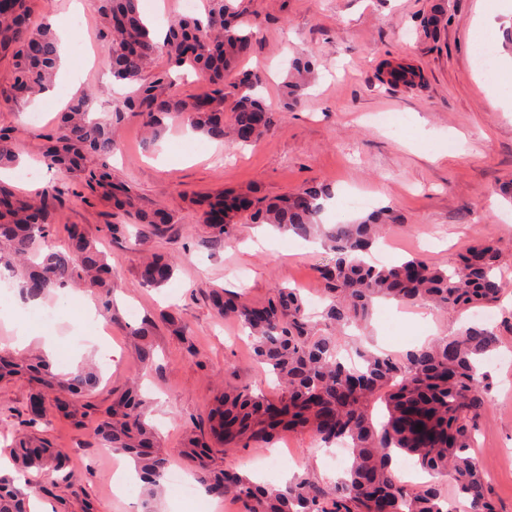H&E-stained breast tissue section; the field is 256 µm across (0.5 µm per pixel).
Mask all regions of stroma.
<instances>
[{
    "instance_id": "obj_1",
    "label": "stroma",
    "mask_w": 512,
    "mask_h": 512,
    "mask_svg": "<svg viewBox=\"0 0 512 512\" xmlns=\"http://www.w3.org/2000/svg\"><path fill=\"white\" fill-rule=\"evenodd\" d=\"M82 3L83 13L72 20L83 34L71 50L79 87L53 82L52 94L0 112V128L13 130L22 170L39 173L32 180L14 177L15 191L26 196L35 188L58 198L49 246L64 249L76 224L106 252L116 273L112 299L120 321L77 325L61 313L49 325L33 319L34 307H56L57 298L29 304L18 290L22 270L4 251L0 272L9 275L14 292L12 316L0 320V351L27 359L48 342L59 372L96 364L99 384L87 415L76 421L51 405L39 427L48 443L67 449L77 477L76 489L60 486L54 494L64 499L68 512H142L144 487L128 497L112 496L109 461L92 437L113 390L132 381L140 385L148 399L146 418L159 428L160 448L175 468L190 472L182 454L185 438L203 428L225 389L277 392L239 325L215 316L210 291L225 288L249 301L264 300L279 287L314 293L316 269L328 257L320 243L266 225L238 224L229 242L208 244L199 199L231 191L275 197L318 182L334 202L322 212L323 223L359 219L381 207L395 211L398 220L373 250L375 260L421 254L444 266L469 245L491 239L502 251L504 276L512 281V200L501 192L512 181V78L502 80V104L496 107L473 65L479 39L493 41L499 66L512 61V47L493 31L476 27L478 0H243L247 14L259 17L261 25L239 68L262 76L261 93L273 109L271 131L238 147L178 124L152 144L137 122H122L116 137L123 152L93 157V164H106L114 180L130 182L143 207H166L179 221L161 231L142 224L114 237L107 229L117 220L111 201L84 191L72 174L51 168L43 156L47 137L58 132L63 102L86 94L94 112H109L132 90L109 71L108 32L96 0ZM440 7L447 24L437 34L425 33L423 19ZM299 56L313 60L314 78L301 102L286 110L281 102L288 63ZM390 60L418 68L420 83L383 85L380 67ZM33 111L43 118L30 125L26 115ZM378 114L401 115L403 128L376 123ZM352 196L365 198V206H348ZM154 252L176 264L173 279L159 289L144 287L139 276L143 259ZM163 310L176 313L190 339L182 341L158 326L153 357L141 361L127 329ZM470 320L467 313L382 301L374 306L366 334L379 349L398 354ZM22 326L35 331L36 339L19 343ZM483 373L490 403L479 421L475 452L497 512H512L511 333H502ZM31 394L24 378L0 381V456L8 455L15 436L23 433ZM214 463L273 484L303 471L330 483L344 468L310 433L288 431L268 446L217 452Z\"/></svg>"
}]
</instances>
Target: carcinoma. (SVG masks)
Here are the masks:
<instances>
[{
  "mask_svg": "<svg viewBox=\"0 0 512 512\" xmlns=\"http://www.w3.org/2000/svg\"><path fill=\"white\" fill-rule=\"evenodd\" d=\"M101 8L110 30L106 54L112 76L136 88L111 114L100 117L91 112L87 96L72 98L59 114L61 134L47 140L46 158L61 171L80 173L89 192L101 189L112 195L124 220L108 225L111 234L123 233L127 224L160 229L177 223L176 216L139 208L131 186L112 181L104 168L87 166V158L112 154V128L125 119L137 121L150 139L159 136L168 121L242 145L262 138L272 127V108L257 95L262 77L245 75L240 93L231 101L224 92V73L251 52L253 28L260 20L244 18L232 0H209L205 20L175 19L159 44L142 17L140 0H102ZM0 52L12 54L13 67L10 88L0 90V111L13 109L18 96L47 86L57 69L56 43L49 31L29 27L26 0H0ZM160 52L169 66L201 74L208 91L183 95L167 72L149 74ZM16 161L13 136L0 130V166ZM329 196L319 185L272 201L238 194L209 203L202 213L212 243L230 237L239 223L272 224L304 238H319L333 257L318 269L321 296L327 301L318 321L308 316L295 288H278L255 304L222 288L213 291L216 313L249 330L256 359L276 377L282 395L268 398L246 389L224 390L207 416L210 437L192 434L187 439V458L197 478L209 495L238 500L242 512H449L441 491L447 481L469 503L470 512H497L486 476L470 454L489 405L480 379L483 360L498 345L497 328L469 324L403 355L360 348L358 369L342 359L340 333L347 325L367 324L379 298L458 313L498 304L509 289L498 274L499 249L488 242L471 245L446 268L420 256L370 265L361 255L396 217L381 209L364 220L326 228L319 223L324 210L319 200ZM0 198L11 200L9 207L0 208V247L26 262L21 285L25 299L41 298L71 281H81L104 296L112 292L115 272L80 227L71 228L65 250H42L50 236L56 197L47 192L34 203L0 185ZM174 271L169 260L155 256L140 276L143 285L158 288ZM151 332L146 322L130 331L140 342L144 361L149 359L146 339ZM18 374L54 392L68 414L88 407L81 399L96 385L92 373L82 368L59 376L41 361L19 363L0 354V380ZM378 402L385 414L376 423L373 408ZM287 429L307 431L327 447L347 442V477L327 485L304 473L283 485H261L246 474L212 466L214 448L260 445ZM94 436L112 451L131 457L139 479L157 491L169 459L155 451L157 433L145 422L143 400L135 389L113 397ZM401 454L411 457L430 480L416 485L398 480L392 462ZM13 457L19 472L34 469L46 473L55 486H72L64 448L51 449L44 440L24 437ZM28 500L29 495L13 486V478L0 476V512H29Z\"/></svg>",
  "mask_w": 512,
  "mask_h": 512,
  "instance_id": "carcinoma-1",
  "label": "carcinoma"
}]
</instances>
